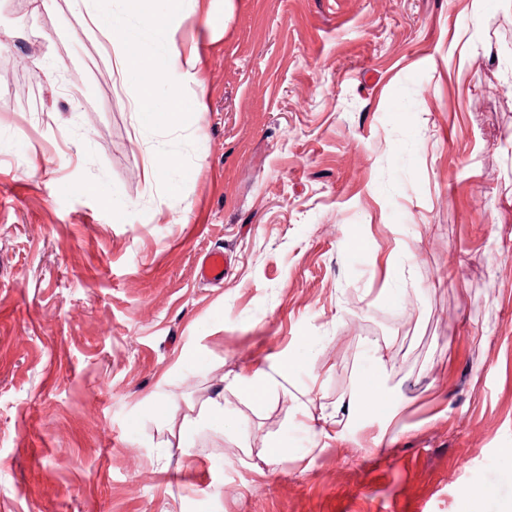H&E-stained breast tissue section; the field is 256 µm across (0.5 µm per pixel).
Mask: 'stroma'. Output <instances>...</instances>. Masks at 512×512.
I'll return each mask as SVG.
<instances>
[{"label":"stroma","mask_w":512,"mask_h":512,"mask_svg":"<svg viewBox=\"0 0 512 512\" xmlns=\"http://www.w3.org/2000/svg\"><path fill=\"white\" fill-rule=\"evenodd\" d=\"M95 8L0 0V512H512V0H160L154 126ZM224 270V252L212 250L200 258L196 267V274L201 280L221 284L224 281ZM270 382V375L263 368H256L250 375L240 379L239 387L254 398L263 399L267 395ZM379 388L374 380L365 379L356 394V402L361 409H375L382 424L387 428L398 415V408L393 405L383 406L380 409Z\"/></svg>","instance_id":"obj_1"}]
</instances>
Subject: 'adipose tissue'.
<instances>
[{"label":"adipose tissue","mask_w":512,"mask_h":512,"mask_svg":"<svg viewBox=\"0 0 512 512\" xmlns=\"http://www.w3.org/2000/svg\"><path fill=\"white\" fill-rule=\"evenodd\" d=\"M159 0H126V9L118 13L112 0H98L94 21L98 29L115 45L118 66L123 72L134 73L140 92L132 102L134 112L144 114L153 123L172 122L182 109V99L176 89H168L165 107H158L156 91L167 76V65L174 50L156 51L147 44V31L158 27L161 17Z\"/></svg>","instance_id":"obj_1"}]
</instances>
